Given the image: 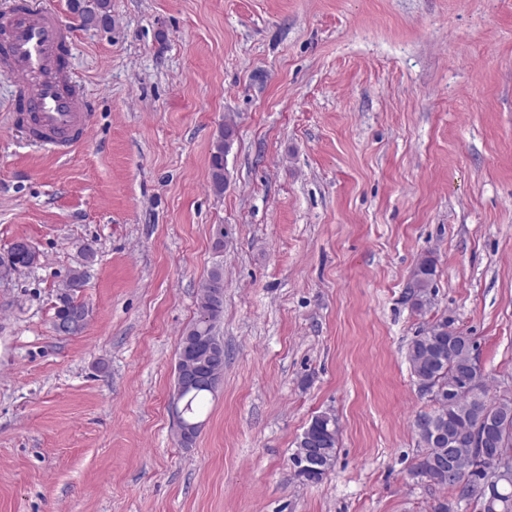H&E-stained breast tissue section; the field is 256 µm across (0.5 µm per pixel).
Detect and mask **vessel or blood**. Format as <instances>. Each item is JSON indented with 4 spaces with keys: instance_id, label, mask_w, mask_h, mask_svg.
Listing matches in <instances>:
<instances>
[{
    "instance_id": "vessel-or-blood-1",
    "label": "vessel or blood",
    "mask_w": 512,
    "mask_h": 512,
    "mask_svg": "<svg viewBox=\"0 0 512 512\" xmlns=\"http://www.w3.org/2000/svg\"><path fill=\"white\" fill-rule=\"evenodd\" d=\"M74 44V29L56 10L14 0L0 14V68L15 88L13 123L30 144L62 156L84 143L90 130Z\"/></svg>"
}]
</instances>
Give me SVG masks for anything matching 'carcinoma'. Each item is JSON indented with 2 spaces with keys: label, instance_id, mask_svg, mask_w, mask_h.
Wrapping results in <instances>:
<instances>
[{
  "label": "carcinoma",
  "instance_id": "carcinoma-1",
  "mask_svg": "<svg viewBox=\"0 0 512 512\" xmlns=\"http://www.w3.org/2000/svg\"><path fill=\"white\" fill-rule=\"evenodd\" d=\"M81 24L107 25L111 20L110 0H70ZM235 135L232 121L214 144L211 155V188L224 193V157ZM435 274L434 262L425 257L415 267L409 284L412 307L421 312L427 289ZM198 308L210 312V319L193 322L183 332L178 348L176 371L187 360L206 361L220 383L224 358H205L207 349L193 354L185 350L196 336H206L213 347L224 353V343L216 334L224 309V273L221 266L211 270L202 283ZM473 337L452 327L448 319L431 323L408 345L407 356L412 377L423 394L434 396V407L415 416L413 428L425 453L411 470L413 477L426 479L442 489L459 490L458 502L473 506L474 512H512V469L504 472L501 464H512V396L489 397L487 377L477 356ZM213 388H196L176 393L175 414L178 423H194L206 406ZM339 441L334 413L323 411L312 417L299 437L293 453L296 475L306 482L318 483L333 468ZM451 457L465 477L460 484L439 469V461Z\"/></svg>",
  "mask_w": 512,
  "mask_h": 512
}]
</instances>
